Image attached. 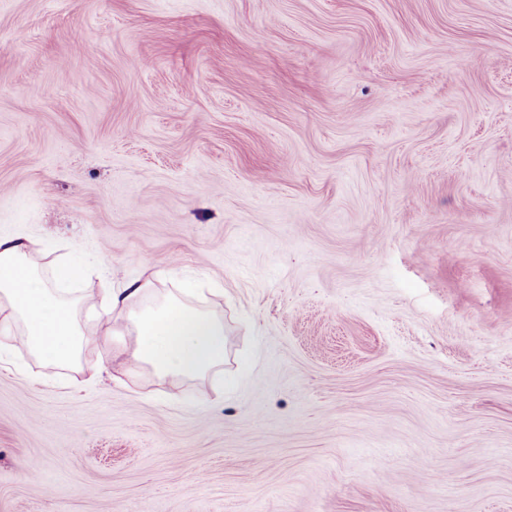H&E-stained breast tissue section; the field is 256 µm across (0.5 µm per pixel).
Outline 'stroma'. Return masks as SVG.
Segmentation results:
<instances>
[{
  "label": "stroma",
  "mask_w": 512,
  "mask_h": 512,
  "mask_svg": "<svg viewBox=\"0 0 512 512\" xmlns=\"http://www.w3.org/2000/svg\"><path fill=\"white\" fill-rule=\"evenodd\" d=\"M14 235L226 357L0 353V512H512V0H0ZM152 287L151 276L107 288L97 339L107 341L127 331L135 336L128 359L149 367L160 378H204L224 364V318L194 306L198 288L189 283L178 295L141 306Z\"/></svg>",
  "instance_id": "stroma-1"
}]
</instances>
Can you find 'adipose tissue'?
<instances>
[{
  "label": "adipose tissue",
  "instance_id": "ef3b65f1",
  "mask_svg": "<svg viewBox=\"0 0 512 512\" xmlns=\"http://www.w3.org/2000/svg\"><path fill=\"white\" fill-rule=\"evenodd\" d=\"M32 251L31 239L0 236V334L19 327L26 346L46 365L72 364L84 343L78 314L85 300L66 287L76 271L61 263L52 278H43L30 260ZM151 287L145 276L107 289L99 339L133 334L130 360L161 378L198 379L222 365L224 319L191 304L195 284L149 305L145 299Z\"/></svg>",
  "mask_w": 512,
  "mask_h": 512
}]
</instances>
